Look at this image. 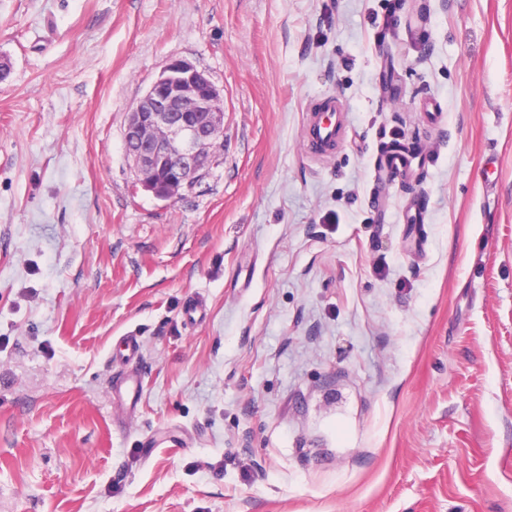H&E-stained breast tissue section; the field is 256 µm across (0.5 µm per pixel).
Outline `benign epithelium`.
Here are the masks:
<instances>
[{
  "label": "benign epithelium",
  "instance_id": "7a95c632",
  "mask_svg": "<svg viewBox=\"0 0 512 512\" xmlns=\"http://www.w3.org/2000/svg\"><path fill=\"white\" fill-rule=\"evenodd\" d=\"M123 146L135 186L176 198L224 147L223 93L190 62L170 60L128 112Z\"/></svg>",
  "mask_w": 512,
  "mask_h": 512
}]
</instances>
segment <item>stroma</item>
<instances>
[{
	"label": "stroma",
	"mask_w": 512,
	"mask_h": 512,
	"mask_svg": "<svg viewBox=\"0 0 512 512\" xmlns=\"http://www.w3.org/2000/svg\"><path fill=\"white\" fill-rule=\"evenodd\" d=\"M0 57V512H512V0H0ZM172 59L224 147L162 201ZM123 146L136 187L176 198L224 147L223 93L190 62L170 60L128 112ZM344 110L334 96L323 99L310 113L304 130V147L312 156L329 157L344 140L348 126Z\"/></svg>",
	"instance_id": "obj_1"
}]
</instances>
